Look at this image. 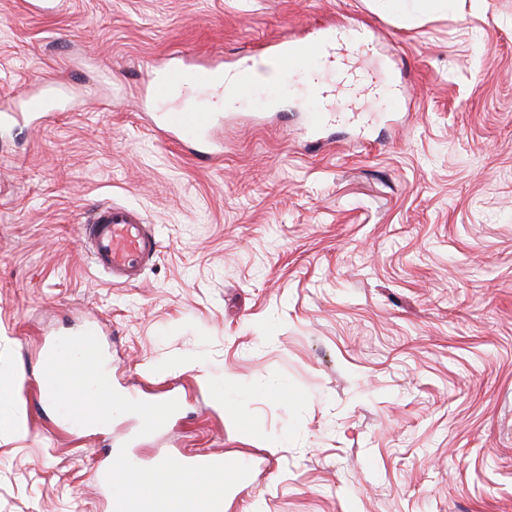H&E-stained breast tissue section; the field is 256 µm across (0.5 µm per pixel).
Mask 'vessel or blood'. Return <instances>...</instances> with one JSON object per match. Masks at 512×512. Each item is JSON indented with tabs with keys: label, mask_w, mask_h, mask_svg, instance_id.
Here are the masks:
<instances>
[{
	"label": "vessel or blood",
	"mask_w": 512,
	"mask_h": 512,
	"mask_svg": "<svg viewBox=\"0 0 512 512\" xmlns=\"http://www.w3.org/2000/svg\"><path fill=\"white\" fill-rule=\"evenodd\" d=\"M372 52L373 44L361 30L348 35L327 25L304 39L283 37L271 42L262 56L280 84L304 81L308 96L322 103V110L307 117L309 126L318 130L339 120L340 113L332 106L338 97H348L350 107L354 108L373 92L375 81L358 65L360 59L370 57ZM259 84V78L241 67L236 83L226 86L224 69L219 63L194 61L161 68L159 74L151 76L148 89L154 100L165 99L179 88L200 96L228 89L242 100ZM216 120V113L189 105L162 113L160 129L171 137L194 140L202 146L204 155L218 158L223 154L222 147L208 140ZM82 233L94 265L118 285L138 281L158 253L157 236L150 225L144 224L138 212L122 205H98L83 225ZM97 336L96 328L84 330L85 354L72 355L65 345L52 353L47 362L51 378L48 394L69 388L84 363L89 362L91 352L96 351ZM124 409L138 417L143 434L152 435L162 428L177 406L170 400L132 394L126 397ZM111 422L112 416L105 409L69 418V425L76 432L91 425L105 429ZM187 473L192 474L194 483L183 498V512H226L230 495L246 492L256 483L254 466L221 453L182 455L174 463L168 456L159 455L149 465L138 466L120 449L114 450L98 467L95 480L108 497L110 512H167L170 488Z\"/></svg>",
	"instance_id": "obj_1"
}]
</instances>
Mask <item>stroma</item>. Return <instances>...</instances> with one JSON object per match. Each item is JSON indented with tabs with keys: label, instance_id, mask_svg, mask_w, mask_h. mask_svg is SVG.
Masks as SVG:
<instances>
[{
	"label": "stroma",
	"instance_id": "obj_1",
	"mask_svg": "<svg viewBox=\"0 0 512 512\" xmlns=\"http://www.w3.org/2000/svg\"><path fill=\"white\" fill-rule=\"evenodd\" d=\"M368 27L362 124L307 138V95L279 118L233 105L222 163L154 131L140 91L172 54L225 70L281 36ZM53 77L68 110L0 133V512H108L103 451L211 450L260 461L226 512H512V0L397 20L374 0H0V96ZM139 210L159 253L108 284L81 226ZM112 397H176L138 436L118 411L73 436L40 391L44 339L87 325ZM231 378L226 402L215 384Z\"/></svg>",
	"mask_w": 512,
	"mask_h": 512
}]
</instances>
